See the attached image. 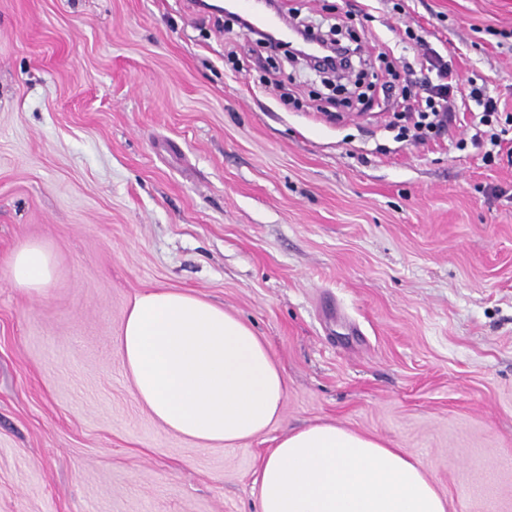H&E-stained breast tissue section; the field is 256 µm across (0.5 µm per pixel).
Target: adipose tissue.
<instances>
[{"label": "adipose tissue", "instance_id": "obj_1", "mask_svg": "<svg viewBox=\"0 0 512 512\" xmlns=\"http://www.w3.org/2000/svg\"><path fill=\"white\" fill-rule=\"evenodd\" d=\"M11 287L40 293L55 259L33 242L10 259ZM119 355L156 421L199 446L227 448L280 420L286 378L239 317L196 295L153 289L132 300ZM259 512H448V501L405 450L333 423L288 433L257 478Z\"/></svg>", "mask_w": 512, "mask_h": 512}]
</instances>
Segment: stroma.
Segmentation results:
<instances>
[{"label":"stroma","mask_w":512,"mask_h":512,"mask_svg":"<svg viewBox=\"0 0 512 512\" xmlns=\"http://www.w3.org/2000/svg\"><path fill=\"white\" fill-rule=\"evenodd\" d=\"M277 7L362 42L361 100L197 0H0V512H257L262 459L319 422L407 450L448 512H512V164L458 147L466 111L394 141L372 83L411 29L512 113V0ZM153 288L267 343L266 433L201 447L136 401L118 339ZM10 285L28 294L40 293L54 278L55 259L44 245L33 242L14 252L10 259Z\"/></svg>","instance_id":"obj_1"}]
</instances>
